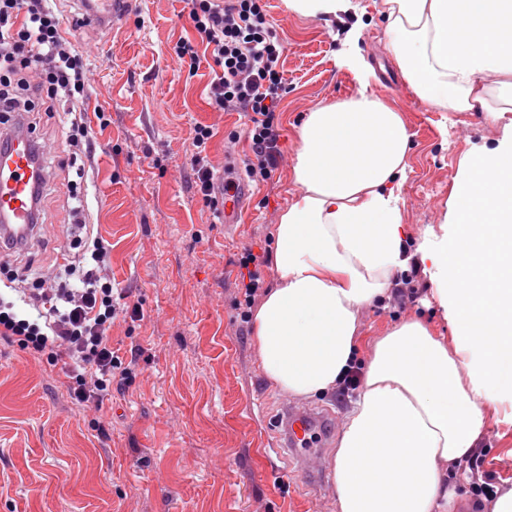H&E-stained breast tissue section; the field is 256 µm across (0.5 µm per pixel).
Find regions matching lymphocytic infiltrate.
<instances>
[{"label": "lymphocytic infiltrate", "mask_w": 512, "mask_h": 512, "mask_svg": "<svg viewBox=\"0 0 512 512\" xmlns=\"http://www.w3.org/2000/svg\"><path fill=\"white\" fill-rule=\"evenodd\" d=\"M189 18L197 40L181 41L177 57L196 72L202 53L218 68L209 88L212 105L248 116L245 137L252 152L245 174L255 182L272 178L283 154L277 109L287 92L279 60L284 45L270 25L263 0H189ZM85 84L80 60L70 51L61 22L47 0H0V112H28L36 96L76 103ZM91 269L58 265L52 278H38L32 302L36 318L0 308V335L12 339L35 359L66 371L70 397L81 408L101 409L112 395L113 380H127L131 367L112 349V320L124 313L140 316L138 304L115 298L100 272L108 249L86 239ZM243 271L236 303L241 322L251 320L265 292L263 262L252 251L239 259Z\"/></svg>", "instance_id": "lymphocytic-infiltrate-1"}]
</instances>
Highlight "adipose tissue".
I'll return each mask as SVG.
<instances>
[{
  "label": "adipose tissue",
  "mask_w": 512,
  "mask_h": 512,
  "mask_svg": "<svg viewBox=\"0 0 512 512\" xmlns=\"http://www.w3.org/2000/svg\"><path fill=\"white\" fill-rule=\"evenodd\" d=\"M389 53L413 93L441 112L512 105V0H382ZM362 24L339 61L358 96L297 129L289 198L274 233L275 284L252 314L261 369L294 399L335 391L356 358L364 307L418 267L453 326L418 319L376 337L364 384L328 461L336 512H458L451 484L477 450L487 407L512 409V123L462 160L453 204L416 248L400 189L412 134L370 93Z\"/></svg>",
  "instance_id": "obj_1"
}]
</instances>
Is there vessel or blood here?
I'll return each instance as SVG.
<instances>
[{"label": "vessel or blood", "instance_id": "obj_1", "mask_svg": "<svg viewBox=\"0 0 512 512\" xmlns=\"http://www.w3.org/2000/svg\"><path fill=\"white\" fill-rule=\"evenodd\" d=\"M85 21L102 29H122L131 0H77ZM42 147L27 127L23 115L0 129V252L28 248L34 240L40 213L37 195L40 187ZM218 184L234 183V198L224 209L228 224L239 220L240 205L247 187L237 180L233 165H225ZM288 445L302 446L309 436L321 433L323 423L314 414L291 412L287 415Z\"/></svg>", "mask_w": 512, "mask_h": 512}]
</instances>
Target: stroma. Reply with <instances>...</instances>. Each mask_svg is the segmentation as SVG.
I'll return each mask as SVG.
<instances>
[{
	"label": "stroma",
	"instance_id": "35a3bbf8",
	"mask_svg": "<svg viewBox=\"0 0 512 512\" xmlns=\"http://www.w3.org/2000/svg\"><path fill=\"white\" fill-rule=\"evenodd\" d=\"M381 2L353 0L352 14L365 23L362 55L385 69L371 92L401 112L412 133L401 196L413 248L441 224L461 161L496 145L504 123L484 112H441L418 99L388 53ZM265 4L285 46L284 158L270 181L251 184L240 223L225 224L223 199L206 202L195 187V127L213 130L206 154L217 172L225 157L240 163L248 155L246 118L212 107V60L193 75L180 66L175 47L195 36L186 0H133L117 37L82 21L72 0H52L83 64L88 136L83 146H69L61 102L38 113L34 134L47 145L52 171L84 172L73 190L86 200L87 233L110 249L101 275L143 312L135 322L113 320L112 347L141 353L102 410H83L68 396L63 364L38 361L0 338V512H333L327 462L354 397L331 392L305 400L331 414L332 434L307 449L304 463L280 452L283 434L273 420L289 398L263 373L235 303L241 252H272L297 127L307 112L355 96L359 86L338 64L347 21L297 17L283 0ZM232 132L240 135L233 145ZM63 192L55 186L44 200L38 233L45 244L31 251L29 264L11 255L0 260V302L23 308L24 295L10 280L51 269L57 255H78ZM412 318L436 335L450 333L432 291L403 310L376 303L362 312L360 361H368L374 337ZM103 420L110 426L102 434ZM480 452L485 469L512 487L511 419L489 414Z\"/></svg>",
	"mask_w": 512,
	"mask_h": 512
}]
</instances>
